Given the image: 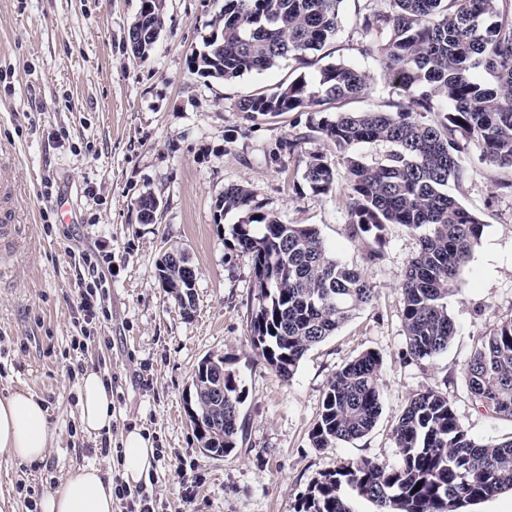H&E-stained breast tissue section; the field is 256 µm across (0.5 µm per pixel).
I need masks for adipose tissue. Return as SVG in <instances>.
I'll return each instance as SVG.
<instances>
[{"mask_svg":"<svg viewBox=\"0 0 512 512\" xmlns=\"http://www.w3.org/2000/svg\"><path fill=\"white\" fill-rule=\"evenodd\" d=\"M79 423L94 435L112 425V393L101 376L86 372L78 394ZM47 411L41 400L27 392L0 398V453L26 464L44 459L49 448ZM152 439L132 429L122 440L123 478L127 485L138 484L147 476L155 459ZM112 479L98 467L81 466L65 477L61 487L46 494L41 512H112Z\"/></svg>","mask_w":512,"mask_h":512,"instance_id":"adipose-tissue-1","label":"adipose tissue"}]
</instances>
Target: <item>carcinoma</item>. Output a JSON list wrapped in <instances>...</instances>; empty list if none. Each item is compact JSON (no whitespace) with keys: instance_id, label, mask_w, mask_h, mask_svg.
Masks as SVG:
<instances>
[{"instance_id":"cac0c4a2","label":"carcinoma","mask_w":512,"mask_h":512,"mask_svg":"<svg viewBox=\"0 0 512 512\" xmlns=\"http://www.w3.org/2000/svg\"><path fill=\"white\" fill-rule=\"evenodd\" d=\"M355 14L365 36L358 52L380 63L385 83L398 99L368 112L324 109L371 89V76L353 64L320 70L245 96L238 109L249 118L285 112L310 113V132L347 164L352 236L369 237L383 256V232L401 224L420 232L419 248L401 282L407 348L416 360L446 351L457 333L448 296L461 292L459 274L483 235L485 224L448 193L465 182L463 159L471 151L495 169L512 171V0H369ZM344 0H224L216 24L221 32L195 55L202 75L229 80L261 73L284 59L298 62L336 39ZM132 55L148 57L163 30L162 14L140 10ZM433 118H428V115ZM389 146L378 161L357 153L362 144ZM304 179L317 194L336 187V170L317 152ZM222 213L241 212L232 237L250 256L257 292L248 312L251 344L285 382L307 351L336 334L375 300L364 269L336 257L310 224H284L265 213L250 190L232 186L218 203ZM182 251L160 258L159 279L175 290L180 306L195 304L192 275L180 268ZM211 373L197 368L191 411L205 431H195L205 456L233 451L242 395L224 357L208 356ZM382 359L366 351L329 381L310 437L316 448H332L367 435L382 407ZM224 373V396L198 398V386ZM474 401L512 421V320L480 339L465 367ZM224 422V434L209 421ZM401 463L389 470L362 458L327 472L297 500L296 512H353L349 495L371 501L377 512H462L467 505L512 490V440L481 444L456 417L448 398L434 389L413 396L394 428ZM418 491H413L416 484Z\"/></svg>"}]
</instances>
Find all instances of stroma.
Wrapping results in <instances>:
<instances>
[{
    "instance_id": "stroma-1",
    "label": "stroma",
    "mask_w": 512,
    "mask_h": 512,
    "mask_svg": "<svg viewBox=\"0 0 512 512\" xmlns=\"http://www.w3.org/2000/svg\"><path fill=\"white\" fill-rule=\"evenodd\" d=\"M224 0H164L162 34L147 59L127 47L141 0H0V178L18 189L21 240L0 269V395L25 391L47 409L51 443L26 464L0 454V512L58 489L67 473L93 465L122 478L121 436L137 426L157 450L148 488L159 512H295L301 492L324 472L367 458L400 462L394 427L406 403L428 388L447 396L476 441L512 438V421L477 408L464 377L478 339L512 319V194L477 155L451 195L478 214L484 233L448 299L457 326L446 352L410 357L400 282L418 234L385 230L382 259L365 261L370 240L352 237L341 191L347 167L332 155L338 190L315 194L302 174L325 142L308 115L246 118L240 98L296 77L314 78L344 61L369 72L367 95L352 112L383 108L391 96L378 62L361 56L358 0H345L337 39L305 62L283 60L263 73L224 80L193 73L191 59L216 34ZM299 140L297 151L281 142ZM250 190L285 224H311L341 260L363 268L373 304L302 358L280 379L250 342L256 293L251 259L234 246L237 213L219 215L226 187ZM159 201L154 223L140 219L144 194ZM65 201L59 211L57 201ZM184 250L197 270L195 306L184 313L158 279L167 248ZM104 257L106 279L94 316L79 307L76 267ZM382 358V411L363 438L314 447L310 433L329 380L360 353ZM220 356L243 390L238 445L221 457L199 451L185 412L192 377ZM112 381V428L84 434L78 374ZM110 454H103V445Z\"/></svg>"
}]
</instances>
